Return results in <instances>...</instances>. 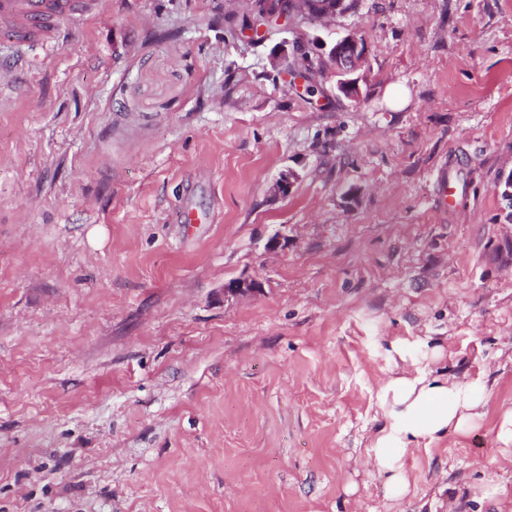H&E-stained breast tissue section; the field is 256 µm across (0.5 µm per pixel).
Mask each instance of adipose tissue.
Wrapping results in <instances>:
<instances>
[{
	"label": "adipose tissue",
	"instance_id": "obj_1",
	"mask_svg": "<svg viewBox=\"0 0 512 512\" xmlns=\"http://www.w3.org/2000/svg\"><path fill=\"white\" fill-rule=\"evenodd\" d=\"M377 401L385 423L371 436L370 450L388 497L398 499L410 491L402 463L407 451L465 434L484 417L489 394L483 383L450 381L408 356L401 373L380 385Z\"/></svg>",
	"mask_w": 512,
	"mask_h": 512
}]
</instances>
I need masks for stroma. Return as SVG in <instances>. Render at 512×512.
<instances>
[{
    "instance_id": "obj_1",
    "label": "stroma",
    "mask_w": 512,
    "mask_h": 512,
    "mask_svg": "<svg viewBox=\"0 0 512 512\" xmlns=\"http://www.w3.org/2000/svg\"><path fill=\"white\" fill-rule=\"evenodd\" d=\"M247 8L99 0L0 87V512H512V0L297 24L364 39L356 97ZM422 338L490 399L389 499L376 393Z\"/></svg>"
}]
</instances>
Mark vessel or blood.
Segmentation results:
<instances>
[{"instance_id":"obj_1","label":"vessel or blood","mask_w":512,"mask_h":512,"mask_svg":"<svg viewBox=\"0 0 512 512\" xmlns=\"http://www.w3.org/2000/svg\"><path fill=\"white\" fill-rule=\"evenodd\" d=\"M96 6V0H0V29L9 33L11 45L52 48L63 19L91 14Z\"/></svg>"}]
</instances>
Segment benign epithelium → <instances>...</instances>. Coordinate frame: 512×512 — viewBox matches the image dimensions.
<instances>
[{"label": "benign epithelium", "mask_w": 512, "mask_h": 512, "mask_svg": "<svg viewBox=\"0 0 512 512\" xmlns=\"http://www.w3.org/2000/svg\"><path fill=\"white\" fill-rule=\"evenodd\" d=\"M272 6L273 16L294 22L298 18L317 17L332 20L349 13L348 0H267ZM318 57L330 63L332 73L338 77L337 88L344 94L354 96L359 93V79L348 75L356 72L364 59V42L354 34L337 39L331 47L318 44V39L306 35L285 41L272 57V66L280 74L292 70L298 72L303 64ZM298 174L290 169L282 171L272 184L273 194L286 196L291 191ZM260 285L245 280H232L224 284V294L233 296L256 293Z\"/></svg>", "instance_id": "benign-epithelium-1"}]
</instances>
